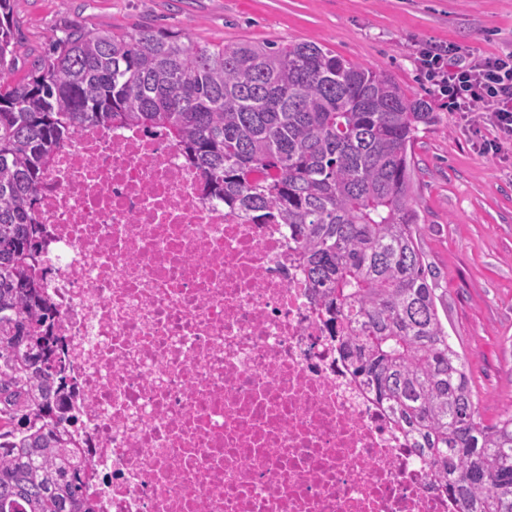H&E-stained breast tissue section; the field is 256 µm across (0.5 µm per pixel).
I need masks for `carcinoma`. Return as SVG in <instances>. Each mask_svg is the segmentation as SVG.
Here are the masks:
<instances>
[{
	"mask_svg": "<svg viewBox=\"0 0 512 512\" xmlns=\"http://www.w3.org/2000/svg\"><path fill=\"white\" fill-rule=\"evenodd\" d=\"M0 0V512H95L48 399L62 372L33 222L54 152L88 125L164 134L203 194L284 224L353 374L449 477L461 512H512V415L486 421L416 242L411 155L435 116L385 72L314 43L199 44L183 29L79 27L13 79Z\"/></svg>",
	"mask_w": 512,
	"mask_h": 512,
	"instance_id": "cac0c4a2",
	"label": "carcinoma"
}]
</instances>
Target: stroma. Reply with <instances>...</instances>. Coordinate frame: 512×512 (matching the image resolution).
I'll use <instances>...</instances> for the list:
<instances>
[{
	"mask_svg": "<svg viewBox=\"0 0 512 512\" xmlns=\"http://www.w3.org/2000/svg\"><path fill=\"white\" fill-rule=\"evenodd\" d=\"M20 27L14 79L68 26L122 32L188 27L211 44L315 42L387 72L429 101L436 122L414 144L418 246L435 276L437 305L465 358L482 416L512 413V144L484 153L491 127L473 131L419 76L425 43L477 56L512 52V0H14Z\"/></svg>",
	"mask_w": 512,
	"mask_h": 512,
	"instance_id": "obj_1",
	"label": "stroma"
}]
</instances>
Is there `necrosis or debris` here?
I'll use <instances>...</instances> for the list:
<instances>
[{
	"mask_svg": "<svg viewBox=\"0 0 512 512\" xmlns=\"http://www.w3.org/2000/svg\"><path fill=\"white\" fill-rule=\"evenodd\" d=\"M202 189L134 129L85 127L44 172L50 401L97 512H458L353 378L285 225Z\"/></svg>",
	"mask_w": 512,
	"mask_h": 512,
	"instance_id": "obj_1",
	"label": "necrosis or debris"
}]
</instances>
